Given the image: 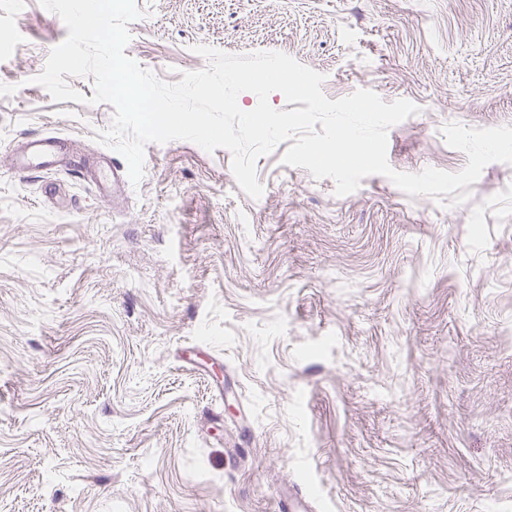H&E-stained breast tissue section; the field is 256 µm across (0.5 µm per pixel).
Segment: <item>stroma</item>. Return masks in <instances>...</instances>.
Wrapping results in <instances>:
<instances>
[{
    "instance_id": "stroma-1",
    "label": "stroma",
    "mask_w": 512,
    "mask_h": 512,
    "mask_svg": "<svg viewBox=\"0 0 512 512\" xmlns=\"http://www.w3.org/2000/svg\"><path fill=\"white\" fill-rule=\"evenodd\" d=\"M126 56L168 83L194 48L282 52L417 114L399 172H457L443 125L512 126V0H136ZM0 0V512H512V164L467 202L382 175L331 179L228 150L145 148L111 198L6 152L59 134L106 148L110 104L35 78L66 38Z\"/></svg>"
}]
</instances>
